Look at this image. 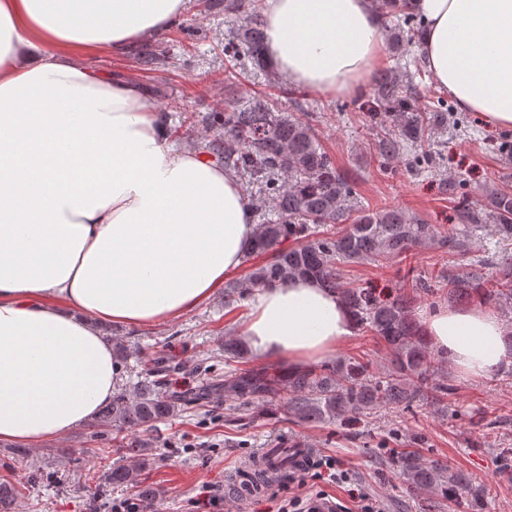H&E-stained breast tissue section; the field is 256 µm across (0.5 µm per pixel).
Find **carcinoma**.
Here are the masks:
<instances>
[{
  "label": "carcinoma",
  "instance_id": "obj_1",
  "mask_svg": "<svg viewBox=\"0 0 512 512\" xmlns=\"http://www.w3.org/2000/svg\"><path fill=\"white\" fill-rule=\"evenodd\" d=\"M380 2L391 17L392 51L396 53L400 42L418 39L421 20L411 11L409 0ZM259 8L257 0L224 4V12L241 15L235 37L244 46L243 54L262 66L266 58ZM422 73L419 59L403 63L398 58L394 68L373 77L361 98L372 149L383 167L405 158L420 169H437L432 152L416 147L435 128L455 131L461 126L451 106L436 93L430 96L428 107L416 106L412 89ZM206 125H218L224 131V142L209 143L208 152L258 186L267 203L248 250L264 260L250 266L242 279L226 285L224 306L287 276L314 277L341 295L356 327L371 333L382 356L379 360L343 358L286 377L271 366L208 371L205 384L190 396L170 390L171 377L182 365L160 355L140 370L133 391L120 389L103 410L101 422L116 432V438L123 432L148 433L173 415L221 393L227 400L244 404L277 399L296 421L305 423L356 424L387 408L411 414L417 407L433 406L490 427L483 416L448 401L452 388L435 367L437 353L415 316L421 293L431 291L430 282L413 278L409 291L395 295L372 287H346L338 265L375 264L430 246L461 254L470 238L480 232L512 241V192L494 189L483 195L466 188L462 180L445 181L454 206V224L447 228L396 207L370 211L357 206L353 181L336 166L309 122L279 111L265 97L255 96L242 108L228 103L224 111L206 117ZM327 224H343L345 229L323 235L321 228ZM288 240L296 245L284 246ZM497 264L500 277L494 282L477 272L448 278V300L492 305L512 319V253L501 254ZM416 441L415 434L394 432L380 447L409 490L434 496L430 512H442L445 505L469 507L484 501L485 489L473 485L464 473L440 460L425 462L418 452L408 449ZM269 456L282 475L298 468V453L291 448H272ZM139 476L135 467L108 464L99 484L130 486L139 482ZM18 494L17 486L1 482L0 512H13Z\"/></svg>",
  "mask_w": 512,
  "mask_h": 512
}]
</instances>
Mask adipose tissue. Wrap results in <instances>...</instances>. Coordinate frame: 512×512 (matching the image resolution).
<instances>
[{
  "label": "adipose tissue",
  "mask_w": 512,
  "mask_h": 512,
  "mask_svg": "<svg viewBox=\"0 0 512 512\" xmlns=\"http://www.w3.org/2000/svg\"><path fill=\"white\" fill-rule=\"evenodd\" d=\"M422 59L457 107L512 129V0H411ZM185 0H0V442L38 447L110 405L121 365L105 323L160 326L236 271L255 214L236 175L174 146L128 80L80 58L154 41ZM276 76L356 93L379 61L377 0H265ZM239 332L255 359L295 370L335 355L354 323L319 280L254 289ZM464 377L512 364V329L476 306L424 320Z\"/></svg>",
  "instance_id": "obj_1"
}]
</instances>
